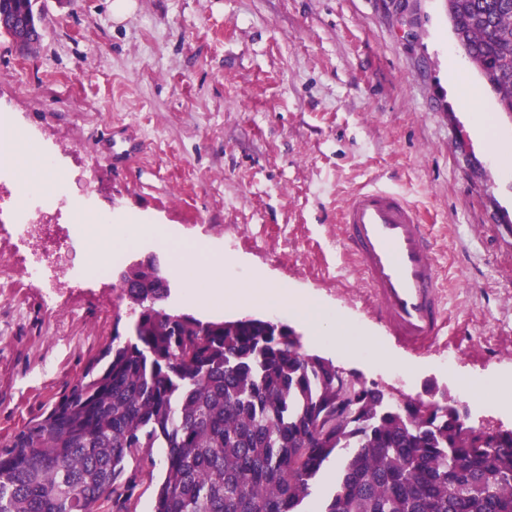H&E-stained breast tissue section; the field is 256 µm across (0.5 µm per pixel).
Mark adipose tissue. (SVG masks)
Returning <instances> with one entry per match:
<instances>
[{
    "instance_id": "ef3b65f1",
    "label": "adipose tissue",
    "mask_w": 512,
    "mask_h": 512,
    "mask_svg": "<svg viewBox=\"0 0 512 512\" xmlns=\"http://www.w3.org/2000/svg\"><path fill=\"white\" fill-rule=\"evenodd\" d=\"M225 266L226 260L220 254L209 256L201 253L193 256L191 261L178 262L176 270L184 282L188 303L199 309H209L214 303L231 298L243 305L257 304L275 311L291 307L317 335H335L339 322L332 313L322 311L309 302L289 305L284 290L240 282L237 277L225 273Z\"/></svg>"
}]
</instances>
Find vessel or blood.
<instances>
[{"mask_svg": "<svg viewBox=\"0 0 512 512\" xmlns=\"http://www.w3.org/2000/svg\"><path fill=\"white\" fill-rule=\"evenodd\" d=\"M345 251L401 341L421 347L446 326L434 241L420 211L386 188L354 193L342 212Z\"/></svg>", "mask_w": 512, "mask_h": 512, "instance_id": "obj_1", "label": "vessel or blood"}]
</instances>
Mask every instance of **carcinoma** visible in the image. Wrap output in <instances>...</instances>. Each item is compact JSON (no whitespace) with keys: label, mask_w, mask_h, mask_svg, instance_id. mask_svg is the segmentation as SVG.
Listing matches in <instances>:
<instances>
[{"label":"carcinoma","mask_w":512,"mask_h":512,"mask_svg":"<svg viewBox=\"0 0 512 512\" xmlns=\"http://www.w3.org/2000/svg\"><path fill=\"white\" fill-rule=\"evenodd\" d=\"M457 41L512 113V0H448ZM4 32L38 42L33 0H0ZM159 267L130 266V336L0 447V512H127L165 449L153 512H512V430L485 441L429 398L400 408L302 349L290 326L203 321L163 306Z\"/></svg>","instance_id":"1"}]
</instances>
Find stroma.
<instances>
[{"label": "stroma", "mask_w": 512, "mask_h": 512, "mask_svg": "<svg viewBox=\"0 0 512 512\" xmlns=\"http://www.w3.org/2000/svg\"><path fill=\"white\" fill-rule=\"evenodd\" d=\"M35 0L44 37L28 51L0 35V113L31 145L0 169V217L22 202L15 175L34 154L70 193L43 221L55 239L82 208L135 216L151 232L108 275L43 283L30 251L0 241V443L40 417L132 319L119 288L156 256L169 306L185 309L167 240H209L236 276L314 297L353 339H317L293 312L232 304L291 326L306 352L392 400L447 389L469 425L512 430V257L490 227L512 224V173L475 125L512 134L496 92L459 47L447 0ZM478 94L466 110L463 97ZM141 143L128 163L113 144ZM387 187L425 216L449 320L431 345L402 343L369 300L340 242L355 192Z\"/></svg>", "instance_id": "35a3bbf8"}]
</instances>
